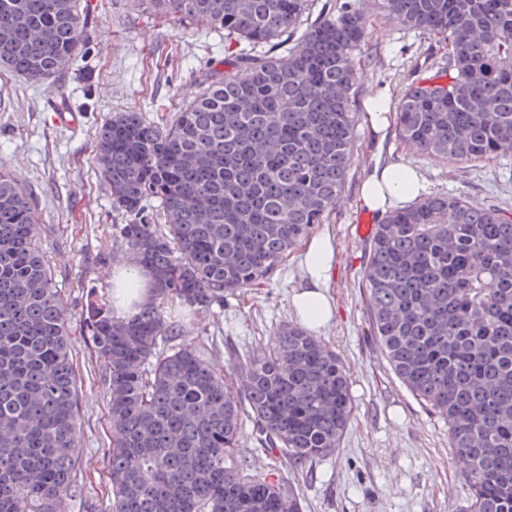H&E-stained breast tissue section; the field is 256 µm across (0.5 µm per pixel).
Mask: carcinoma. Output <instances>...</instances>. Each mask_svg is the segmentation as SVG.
Returning a JSON list of instances; mask_svg holds the SVG:
<instances>
[{
  "label": "carcinoma",
  "instance_id": "obj_1",
  "mask_svg": "<svg viewBox=\"0 0 512 512\" xmlns=\"http://www.w3.org/2000/svg\"><path fill=\"white\" fill-rule=\"evenodd\" d=\"M224 31V70L165 126L121 112L95 156L117 243L153 276L131 316L91 291L89 339L107 374L112 512H301L252 468L244 418L293 465L325 457L353 419L336 351L284 324L224 367L180 341L224 293L265 282L342 197L353 164L361 0L313 21L314 0H140ZM448 61L404 89L396 131L418 152L476 161L512 149V0H383ZM84 0H0V66L46 82L84 57ZM159 201V216L146 202ZM22 178L0 162V512H65L80 455L65 305ZM367 318L403 386L448 423L473 512H512V212L435 194L389 211L367 256Z\"/></svg>",
  "mask_w": 512,
  "mask_h": 512
}]
</instances>
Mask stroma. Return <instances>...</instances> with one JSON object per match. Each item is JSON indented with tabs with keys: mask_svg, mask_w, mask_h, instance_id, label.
<instances>
[{
	"mask_svg": "<svg viewBox=\"0 0 512 512\" xmlns=\"http://www.w3.org/2000/svg\"><path fill=\"white\" fill-rule=\"evenodd\" d=\"M368 37L361 47L365 90L357 102L353 164L336 208L315 225L334 251L326 294L333 317L315 331L335 348L351 375L354 417L332 455L279 472L303 512H471L465 465L449 446L448 426L399 382L372 336L364 282L370 239L356 224L365 209L361 186L375 168L396 164L421 174L426 194L464 195L470 204L512 210V152L478 161L429 157L402 141L395 117L375 130L367 117L374 100L396 105L414 72L444 60L446 42L405 28L382 0H363ZM90 51L47 84H32L0 68V160L26 184L39 216L40 241L62 290L73 370L81 394V467L68 512H111L107 462L112 424L105 370L86 328L89 291L108 296L109 268L127 263L115 248L116 227L128 214L113 208L95 161L100 127L115 113L136 111L166 123L186 96L205 88L224 57V33L188 24L134 0H95ZM76 113L59 125L58 108ZM299 244L267 283L225 295L222 304L185 328L186 340L226 369L262 346L277 328L297 321L292 298L306 284Z\"/></svg>",
	"mask_w": 512,
	"mask_h": 512,
	"instance_id": "obj_1",
	"label": "stroma"
}]
</instances>
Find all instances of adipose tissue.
<instances>
[{
	"label": "adipose tissue",
	"mask_w": 512,
	"mask_h": 512,
	"mask_svg": "<svg viewBox=\"0 0 512 512\" xmlns=\"http://www.w3.org/2000/svg\"><path fill=\"white\" fill-rule=\"evenodd\" d=\"M423 190L424 181L412 168L386 166L375 170L365 181L360 202L367 209L383 212L397 203L409 202ZM331 261L328 241L323 238L312 240L304 257L308 283L293 300L302 321L311 328L326 324L332 317L331 305L324 293Z\"/></svg>",
	"instance_id": "obj_1"
}]
</instances>
